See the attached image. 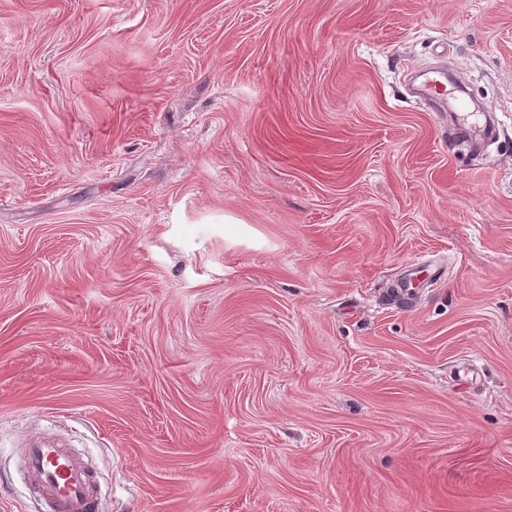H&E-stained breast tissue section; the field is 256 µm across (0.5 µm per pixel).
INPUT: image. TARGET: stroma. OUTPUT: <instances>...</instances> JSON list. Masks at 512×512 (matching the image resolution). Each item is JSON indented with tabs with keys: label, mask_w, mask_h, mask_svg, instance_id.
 <instances>
[{
	"label": "stroma",
	"mask_w": 512,
	"mask_h": 512,
	"mask_svg": "<svg viewBox=\"0 0 512 512\" xmlns=\"http://www.w3.org/2000/svg\"><path fill=\"white\" fill-rule=\"evenodd\" d=\"M32 433L98 512H512V0H0V512ZM447 84L448 75L446 73H439L429 77L423 83L421 92L426 98L445 106L447 104V100L442 96H444L445 88L447 90ZM454 132L456 137L461 142H467L470 140L473 132V128H476L477 123L484 119L485 127L489 126L491 116L486 113H476V112H462L460 114H456L452 116Z\"/></svg>",
	"instance_id": "stroma-1"
}]
</instances>
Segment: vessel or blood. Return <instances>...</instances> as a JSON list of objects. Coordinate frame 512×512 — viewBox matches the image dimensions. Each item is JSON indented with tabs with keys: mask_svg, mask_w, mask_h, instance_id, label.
<instances>
[{
	"mask_svg": "<svg viewBox=\"0 0 512 512\" xmlns=\"http://www.w3.org/2000/svg\"><path fill=\"white\" fill-rule=\"evenodd\" d=\"M22 454L29 482L50 512H92L99 491L81 455L38 437L27 440Z\"/></svg>",
	"mask_w": 512,
	"mask_h": 512,
	"instance_id": "1",
	"label": "vessel or blood"
}]
</instances>
